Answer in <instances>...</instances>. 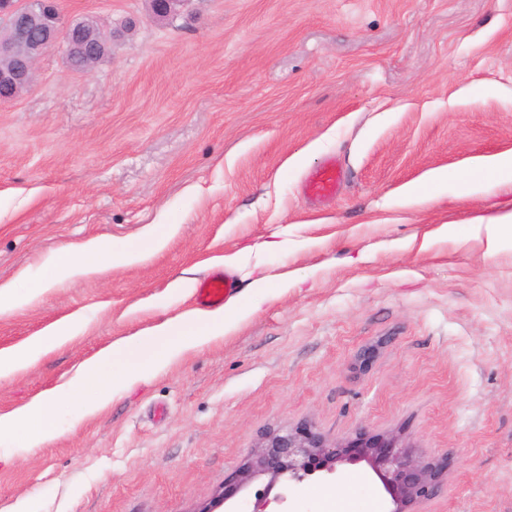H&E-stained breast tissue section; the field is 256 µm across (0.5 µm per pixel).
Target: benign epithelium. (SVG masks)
<instances>
[{"label": "benign epithelium", "instance_id": "obj_1", "mask_svg": "<svg viewBox=\"0 0 512 512\" xmlns=\"http://www.w3.org/2000/svg\"><path fill=\"white\" fill-rule=\"evenodd\" d=\"M0 13L14 16L9 35L0 37L1 102L30 85L34 64L46 51L61 49L72 70L87 73L117 36L112 31L95 37L65 22L56 0H0ZM357 445L362 448L359 459L377 473L391 498L390 512H403V506L428 496L436 487L439 470L419 460L414 449L399 444L396 437L363 436ZM338 448L305 427L269 432L243 465L237 483L224 489L217 503L228 502L226 512H235L234 498L266 477L268 482L255 492L252 512H267L270 492L279 480L300 485L317 472L335 473L341 459Z\"/></svg>", "mask_w": 512, "mask_h": 512}]
</instances>
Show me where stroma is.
<instances>
[{
	"instance_id": "1",
	"label": "stroma",
	"mask_w": 512,
	"mask_h": 512,
	"mask_svg": "<svg viewBox=\"0 0 512 512\" xmlns=\"http://www.w3.org/2000/svg\"><path fill=\"white\" fill-rule=\"evenodd\" d=\"M68 22L123 29L92 72L61 51L0 105V350L63 318L76 338L0 379V413L65 387L107 344L199 312L211 263L279 237L227 270L261 305L235 331L114 394L98 415L17 444L0 512H202L269 430L309 425L346 446L328 478L277 482L282 512H390L360 433L394 436L442 466L407 512H512V236L477 216L504 188L458 196V167L512 148V0H60ZM342 171L314 202L307 174ZM447 168L420 206L402 190ZM147 261L31 298L59 248L103 236ZM448 232L424 244L426 232ZM300 283L280 290V275ZM341 171L335 160L326 161L320 168L308 174L305 180V193L315 201L333 198L341 182Z\"/></svg>"
}]
</instances>
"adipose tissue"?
I'll list each match as a JSON object with an SVG mask.
<instances>
[{"label": "adipose tissue", "mask_w": 512, "mask_h": 512, "mask_svg": "<svg viewBox=\"0 0 512 512\" xmlns=\"http://www.w3.org/2000/svg\"><path fill=\"white\" fill-rule=\"evenodd\" d=\"M487 182L512 185V149L473 158L469 172L459 178L460 191L465 195L477 194ZM177 230V225H163L146 245L129 244L117 249L107 238L95 237L61 249L50 257L47 273L31 279L27 288L31 295L37 296L74 277L100 275L144 262L162 249ZM250 312V307L235 301L191 318L176 316L162 320L134 339H120L102 348L78 369L66 389L68 395L74 396L89 384L99 388L97 399L80 408L78 419L106 408L114 393L144 381L157 368L174 364L223 338ZM76 335L75 325L64 319L50 329L48 337L0 350V378L28 370L41 356L70 342ZM53 400V394L48 393L20 409L0 415V465H10L16 442L35 448L57 432L50 413Z\"/></svg>", "instance_id": "ef3b65f1"}]
</instances>
